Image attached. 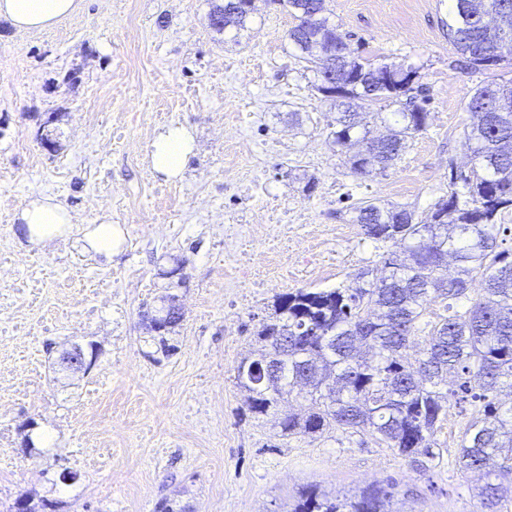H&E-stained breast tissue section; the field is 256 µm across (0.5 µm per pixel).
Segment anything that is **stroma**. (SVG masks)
<instances>
[{"mask_svg":"<svg viewBox=\"0 0 512 512\" xmlns=\"http://www.w3.org/2000/svg\"><path fill=\"white\" fill-rule=\"evenodd\" d=\"M256 5L244 31L223 33L210 23L212 0H82L44 33L0 19V225L14 251L36 254L15 214L32 196L55 197L75 228L47 265L48 279L78 274L119 291L99 316L58 315L56 330L41 338L43 388L56 407H17L9 445L17 465L38 468L40 478L10 485L1 506L34 491L64 501V512H157L166 501L186 512H288L304 489L341 499L383 488L387 512H479L478 477L458 460L472 406L450 404L420 468L360 435L280 436L273 417L249 413L235 376L279 294L348 286L361 272L380 276L388 246L355 224L353 204L404 206L426 219L447 195L451 170L469 164L464 107L488 74L466 68L449 42L450 0H326L339 33L364 43L373 60L416 68L430 98V125L400 159L354 176L348 149L331 136L336 109L287 40L293 18L265 0ZM44 123L55 149L40 140ZM170 123L196 139L173 181L147 159L155 133ZM255 179L267 195L245 191ZM265 205L303 214L310 233L302 254L265 238L225 249L223 231L205 218ZM104 219L123 231L109 259L79 242L80 227ZM154 224L179 225L180 234L158 238ZM179 261L186 281L174 289L165 272ZM131 269L144 286L125 293ZM257 279L267 287H254ZM171 292L185 318L168 334L166 353L142 315ZM90 342L98 355L89 374L67 378L55 364L59 351ZM101 378L94 412L112 433L111 474L77 472L67 486L58 476L77 471L69 450L79 430L59 413L79 407L88 382Z\"/></svg>","mask_w":512,"mask_h":512,"instance_id":"obj_1","label":"stroma"}]
</instances>
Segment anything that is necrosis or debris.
<instances>
[{
  "label": "necrosis or debris",
  "mask_w": 512,
  "mask_h": 512,
  "mask_svg": "<svg viewBox=\"0 0 512 512\" xmlns=\"http://www.w3.org/2000/svg\"><path fill=\"white\" fill-rule=\"evenodd\" d=\"M271 224L287 226L289 243H297V231L302 215L285 209L260 214L228 212L224 215V243L236 245L244 235ZM34 264L8 254L0 255V488L22 480L37 479L33 469L17 466L8 452L10 441L7 421L17 403L42 382V360L37 344L48 329L40 317L44 296L49 292ZM53 292L57 301L71 308L94 315L99 309L111 306L112 291L108 288H61ZM112 437L103 430L84 433L81 446L74 451L76 462L86 471L98 475L109 467L105 448L111 447Z\"/></svg>",
  "instance_id": "4bbe7bcc"
}]
</instances>
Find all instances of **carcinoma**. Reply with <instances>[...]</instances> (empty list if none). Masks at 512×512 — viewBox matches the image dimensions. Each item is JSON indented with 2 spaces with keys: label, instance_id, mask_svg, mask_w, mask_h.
I'll list each match as a JSON object with an SVG mask.
<instances>
[{
  "label": "carcinoma",
  "instance_id": "obj_1",
  "mask_svg": "<svg viewBox=\"0 0 512 512\" xmlns=\"http://www.w3.org/2000/svg\"><path fill=\"white\" fill-rule=\"evenodd\" d=\"M297 23L287 39L311 64L316 90L342 108L331 132L336 145L366 144L349 156L353 175L382 173L429 127L428 96L412 78V67L394 70L361 55L324 16L326 0H270ZM448 39L474 70L512 67V56L489 64L487 51L497 30L479 24L476 4L490 10L512 0H453ZM246 27L253 11L242 0H213L210 17L218 32ZM332 41L336 56L321 58ZM385 100L399 106L393 123L366 105ZM471 116L467 138L475 170L451 174L448 196L426 221L414 212L362 201L353 207L355 223L376 241L397 247L382 256L383 273L375 281L326 291L297 289L276 297L273 313L255 336L263 352L275 356L274 381L252 372L254 359L241 360L237 382L249 393L253 415L277 417L284 437L322 436L331 430L369 434L376 443L419 462L432 455L436 434L448 416L450 399L479 404L458 448L465 473L486 471L478 487L480 512H502L512 499V248L500 240L502 214L512 209V81H491L477 88L465 106ZM389 124V134L371 135L370 125ZM456 264L452 278L447 260ZM484 288L480 299L430 328L420 356L405 352L423 331V318L435 294L450 301L465 295L474 276ZM456 374L455 388L444 375ZM296 394L308 402L299 415L289 409ZM390 492L374 489L356 500L336 502L315 490L303 493L292 512H382ZM25 512H59L62 502L25 495Z\"/></svg>",
  "mask_w": 512,
  "mask_h": 512
}]
</instances>
